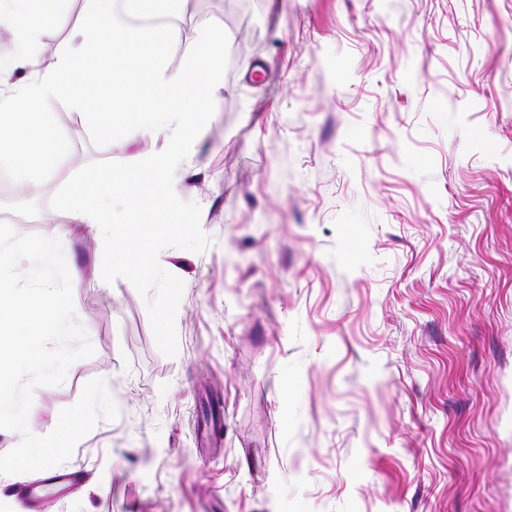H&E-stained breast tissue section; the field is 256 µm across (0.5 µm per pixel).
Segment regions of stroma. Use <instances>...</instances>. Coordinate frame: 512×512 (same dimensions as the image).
<instances>
[{"mask_svg":"<svg viewBox=\"0 0 512 512\" xmlns=\"http://www.w3.org/2000/svg\"><path fill=\"white\" fill-rule=\"evenodd\" d=\"M252 3L192 0L174 29L172 72L201 24L229 41L174 177L211 244L159 255L175 355L94 230L62 243L95 353L34 389L29 430L95 377L120 415L45 512H512V0ZM51 109L69 157L38 196L0 183V214H35L20 235H51L78 164L153 148Z\"/></svg>","mask_w":512,"mask_h":512,"instance_id":"obj_1","label":"stroma"}]
</instances>
